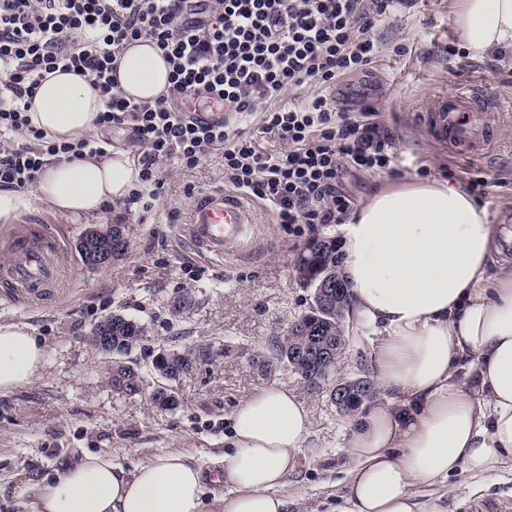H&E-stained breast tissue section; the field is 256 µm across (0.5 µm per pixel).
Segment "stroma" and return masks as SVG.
I'll return each instance as SVG.
<instances>
[{
	"label": "stroma",
	"instance_id": "1",
	"mask_svg": "<svg viewBox=\"0 0 512 512\" xmlns=\"http://www.w3.org/2000/svg\"><path fill=\"white\" fill-rule=\"evenodd\" d=\"M453 0H411L377 27L380 52L365 71L329 89L338 110L378 112L393 135L397 162L382 172L347 169L340 189L359 207L379 188L403 181L447 178L463 186L476 173L497 182L480 199L490 223L512 227V121L503 122L482 158L449 154L419 127L418 112L438 95L463 86L512 106V51L481 58L451 57L461 39L451 19ZM165 186L155 210L122 201L79 218L44 204L18 224L55 228L65 265L55 287L32 297L0 277V321L28 325L45 346L40 378L0 395V512H33L17 485L53 473L89 450L110 454L126 470L170 451L209 463L224 454L230 414L238 403L275 382L294 390L310 411L305 449L284 493L288 512H339L353 414L329 399L334 382L371 377L373 338L347 336L336 369L321 386L305 385L288 367L271 374L252 364L254 352L284 336L304 314L312 291L298 280L295 262L312 235L339 237L335 224L294 233L257 205L259 224L249 253L219 260L201 253L184 223L193 199L224 189V164L213 155L193 169L161 163ZM18 224H0V267ZM104 224L126 227L128 249L105 269L83 265L77 243L83 231ZM120 313L144 324L147 336L129 355L147 372L159 353L210 348L213 357L173 382L176 409L156 404L150 390L113 391L109 364L90 343L94 325ZM445 512H512V469L449 477L440 488Z\"/></svg>",
	"mask_w": 512,
	"mask_h": 512
}]
</instances>
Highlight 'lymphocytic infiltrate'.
<instances>
[{
	"label": "lymphocytic infiltrate",
	"instance_id": "1",
	"mask_svg": "<svg viewBox=\"0 0 512 512\" xmlns=\"http://www.w3.org/2000/svg\"><path fill=\"white\" fill-rule=\"evenodd\" d=\"M408 0H0V188L33 185L47 158L106 155L109 140H56L32 126L37 88L55 71L88 78L106 101L96 124L130 128L142 147L130 200L151 210L169 160L192 169L224 157L233 190L271 206L280 224H340L351 210L338 189L343 165L384 171L394 138L376 113L337 111L328 88L364 70L378 52L375 27ZM152 42L170 66L166 95L136 103L117 88V53ZM320 93L283 104L285 90ZM223 104L230 121L189 118L180 96ZM259 117L279 152L255 148L243 126Z\"/></svg>",
	"mask_w": 512,
	"mask_h": 512
}]
</instances>
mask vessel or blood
<instances>
[{"label":"vessel or blood","mask_w":512,"mask_h":512,"mask_svg":"<svg viewBox=\"0 0 512 512\" xmlns=\"http://www.w3.org/2000/svg\"><path fill=\"white\" fill-rule=\"evenodd\" d=\"M496 109L485 92L465 87L439 95L431 108L419 114L418 122L450 152L474 158L491 144L490 114ZM185 222L198 248L218 259L241 250L255 225L246 197L227 190L195 198ZM62 259L60 243L53 235L28 226L17 233L10 260L0 273L15 287L35 294L58 280Z\"/></svg>","instance_id":"obj_1"}]
</instances>
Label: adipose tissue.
Listing matches in <instances>:
<instances>
[{
  "label": "adipose tissue",
  "mask_w": 512,
  "mask_h": 512,
  "mask_svg": "<svg viewBox=\"0 0 512 512\" xmlns=\"http://www.w3.org/2000/svg\"><path fill=\"white\" fill-rule=\"evenodd\" d=\"M453 23L471 55L512 50V0H455ZM117 88L135 101L165 94L169 67L141 39L117 57ZM105 100L87 78L48 75L28 116L55 139L95 128ZM138 177L124 151L49 159L34 190L0 188V223L46 203L79 216L126 199ZM512 227L493 224L444 179L376 191L342 226L348 324L377 338L373 378L386 402L350 427L342 512H444L418 486L512 465ZM45 347L28 326L0 322V394L39 377ZM217 460L224 512H286L282 490L309 435V411L272 383L233 410ZM206 467L169 452L127 471L86 452L54 476L24 481L34 512H204Z\"/></svg>",
  "instance_id": "obj_1"
}]
</instances>
